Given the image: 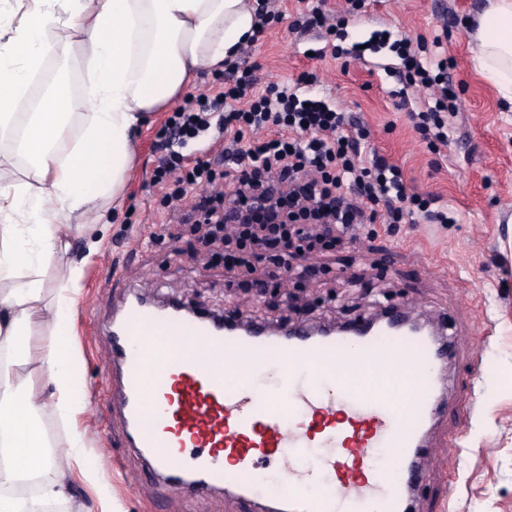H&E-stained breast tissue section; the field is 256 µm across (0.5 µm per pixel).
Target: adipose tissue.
<instances>
[{"mask_svg": "<svg viewBox=\"0 0 512 512\" xmlns=\"http://www.w3.org/2000/svg\"><path fill=\"white\" fill-rule=\"evenodd\" d=\"M53 0H31L0 42V135L20 129L31 181L0 177V512H33L66 498L73 469L96 482L101 456L84 459L82 437L52 452L43 422L69 423L87 406L82 359L71 344L83 266L66 263L46 299L44 273L65 261L73 217L109 223L134 165L133 135L149 112L183 95L201 67H220L251 43L256 0H67L59 23ZM82 37L88 74L81 91L56 79L17 124L28 78L52 56H69L68 32ZM476 70L512 107V0H487L469 30ZM80 137L64 138L72 120ZM45 338L24 340L32 325Z\"/></svg>", "mask_w": 512, "mask_h": 512, "instance_id": "ef3b65f1", "label": "adipose tissue"}]
</instances>
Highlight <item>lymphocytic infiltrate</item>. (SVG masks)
<instances>
[{
	"mask_svg": "<svg viewBox=\"0 0 512 512\" xmlns=\"http://www.w3.org/2000/svg\"><path fill=\"white\" fill-rule=\"evenodd\" d=\"M426 47L421 40L399 48L398 96L412 89L430 96L431 105L410 119L433 149L448 143L457 96L447 61L433 67L422 61ZM255 70L244 59L227 61L223 92L174 108L151 176L171 202L187 189L206 187L195 209L207 240L223 250L226 272L249 273L268 261L310 277L316 267L296 268L293 260L357 239L366 225L451 223L438 196L408 189L402 169L386 157L363 155L366 128L312 95L314 74L260 90ZM212 128L224 137L223 166L179 152V145Z\"/></svg>",
	"mask_w": 512,
	"mask_h": 512,
	"instance_id": "lymphocytic-infiltrate-1",
	"label": "lymphocytic infiltrate"
}]
</instances>
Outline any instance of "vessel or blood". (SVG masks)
Returning a JSON list of instances; mask_svg holds the SVG:
<instances>
[{
  "label": "vessel or blood",
  "instance_id": "obj_1",
  "mask_svg": "<svg viewBox=\"0 0 512 512\" xmlns=\"http://www.w3.org/2000/svg\"><path fill=\"white\" fill-rule=\"evenodd\" d=\"M110 340L126 442L167 487L195 498L225 487L250 503L265 462L288 471L286 512H405L454 350L389 324L311 336L297 323L263 336L129 301ZM268 365L271 392L251 378Z\"/></svg>",
  "mask_w": 512,
  "mask_h": 512
}]
</instances>
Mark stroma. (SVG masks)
Instances as JSON below:
<instances>
[{
  "label": "stroma",
  "instance_id": "1",
  "mask_svg": "<svg viewBox=\"0 0 512 512\" xmlns=\"http://www.w3.org/2000/svg\"><path fill=\"white\" fill-rule=\"evenodd\" d=\"M482 2L365 0L354 10L347 0H326L327 13L340 23L331 33L292 30L298 0H270L284 20L269 24L251 49L259 88L316 73L313 93L368 128L365 151L397 164L408 186L440 195L455 217L446 225H374L372 237L340 245L319 258L320 273L290 278L287 287L228 284L222 259L187 222L192 199L171 210L164 190L150 184L170 108L141 127L121 217L80 225L69 238V257L86 260L72 340L82 356L88 406L72 425L55 419L49 425L58 446H67L75 430L86 452L105 456L97 485L77 471L71 477L87 512H101L108 502L115 512H242L238 498L222 490L192 500L168 490L127 448L112 419L107 383L114 362L106 333L113 308L132 289L209 311L237 310L257 322L340 323L391 305L423 317L444 313L458 350L448 362L447 412L429 433L427 473L413 512H512V112L501 111L496 89L476 73L468 51L467 21ZM384 30L391 43L365 50L360 61L306 55L328 43L345 50ZM420 36L438 39L432 54L447 59L458 95L449 143L437 153L414 130L393 95L396 79L383 69L397 61L394 41ZM90 238L100 250L87 258ZM116 273L132 275V289L113 287Z\"/></svg>",
  "mask_w": 512,
  "mask_h": 512
}]
</instances>
